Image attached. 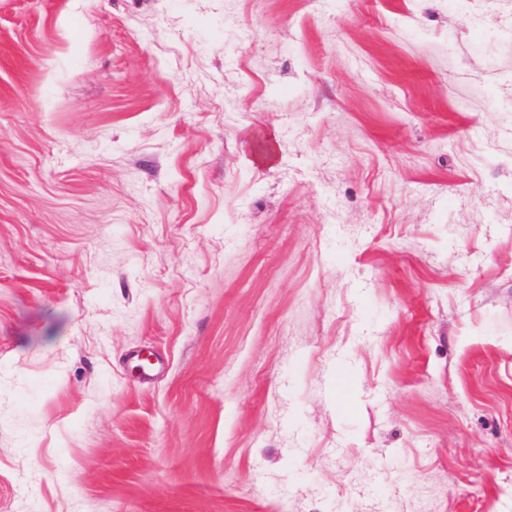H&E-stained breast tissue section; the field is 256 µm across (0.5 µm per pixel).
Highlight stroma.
I'll use <instances>...</instances> for the list:
<instances>
[{
  "label": "stroma",
  "mask_w": 512,
  "mask_h": 512,
  "mask_svg": "<svg viewBox=\"0 0 512 512\" xmlns=\"http://www.w3.org/2000/svg\"><path fill=\"white\" fill-rule=\"evenodd\" d=\"M0 512H512V0H0Z\"/></svg>",
  "instance_id": "obj_1"
}]
</instances>
